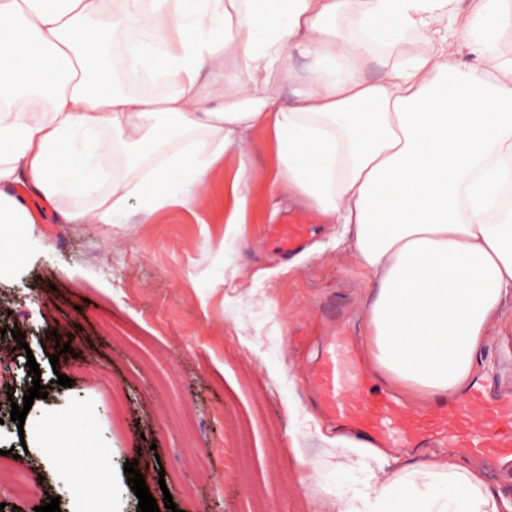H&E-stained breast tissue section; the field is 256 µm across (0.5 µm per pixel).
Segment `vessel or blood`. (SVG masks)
I'll return each instance as SVG.
<instances>
[{
  "label": "vessel or blood",
  "mask_w": 512,
  "mask_h": 512,
  "mask_svg": "<svg viewBox=\"0 0 512 512\" xmlns=\"http://www.w3.org/2000/svg\"><path fill=\"white\" fill-rule=\"evenodd\" d=\"M316 230L312 217L291 211L266 231L275 249H298ZM318 404L327 419L340 422L361 441L389 448L422 446L429 441L470 454L512 455V398L492 400L482 385L459 398L439 403L435 413L411 412L375 387L349 335L332 333L320 346L310 376ZM482 422L473 425V413Z\"/></svg>",
  "instance_id": "obj_1"
}]
</instances>
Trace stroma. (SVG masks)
<instances>
[{"instance_id":"1","label":"stroma","mask_w":512,"mask_h":512,"mask_svg":"<svg viewBox=\"0 0 512 512\" xmlns=\"http://www.w3.org/2000/svg\"><path fill=\"white\" fill-rule=\"evenodd\" d=\"M249 164L240 223L228 228L240 154ZM277 179L269 127L249 131L240 150L224 152L192 208L167 206L144 224H73L40 202L28 239L0 250L22 263L0 279V357L14 402H22L25 364L35 359L47 398L34 400L24 424L0 425L5 463L59 496L61 512H86L71 493L82 473L68 469L75 449L56 448L48 464L38 427L77 412L93 433L84 454L108 484L92 494L100 512H140L124 474L136 462L155 499L160 480L181 476L197 495L173 493L178 512H250L254 488L265 512H331L337 478L333 441L340 429L315 408L304 374L332 328L363 339L377 288L351 246L323 225L305 249L282 257L265 234L297 209ZM26 332L20 348L13 331ZM57 339L74 357L51 365ZM92 365L90 373L76 364ZM491 391L512 395V301L488 331L480 364ZM72 380L57 383L58 374ZM173 389L160 390L156 376ZM125 403L113 408L112 393ZM196 419L195 444L220 441L205 465L167 418L174 407ZM319 480H311V473Z\"/></svg>"}]
</instances>
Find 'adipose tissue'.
Returning a JSON list of instances; mask_svg holds the SVG:
<instances>
[{
  "label": "adipose tissue",
  "instance_id": "1",
  "mask_svg": "<svg viewBox=\"0 0 512 512\" xmlns=\"http://www.w3.org/2000/svg\"><path fill=\"white\" fill-rule=\"evenodd\" d=\"M477 2L459 23L456 0H0V240L34 221L20 184L85 199L67 221L191 206L263 124L289 194L340 225L378 281L374 368L418 404L461 393L512 295V0ZM444 19L447 39L427 37ZM108 55L163 93L116 87ZM378 456L337 437V468L364 479L336 487L332 512H512L462 458L378 476Z\"/></svg>",
  "mask_w": 512,
  "mask_h": 512
}]
</instances>
